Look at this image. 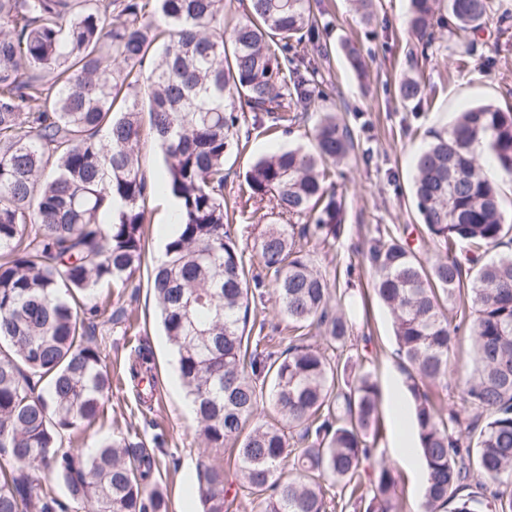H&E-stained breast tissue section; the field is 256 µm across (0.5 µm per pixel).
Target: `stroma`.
I'll return each instance as SVG.
<instances>
[{
    "label": "stroma",
    "instance_id": "stroma-1",
    "mask_svg": "<svg viewBox=\"0 0 512 512\" xmlns=\"http://www.w3.org/2000/svg\"><path fill=\"white\" fill-rule=\"evenodd\" d=\"M409 0H373L375 16L364 22L357 0H317V12L328 29L322 46L303 45L301 55L323 78L328 97L323 111L338 113L351 127L357 148L351 158L335 165V181L344 203L343 222L349 233L334 245L310 243L313 263L326 274L331 307H339L342 293L354 300V333L334 355L352 358L369 370L381 403L390 397L408 400L406 374L395 355L393 321L389 309L373 295L364 255L377 228L395 231L422 224L411 195L415 157L430 141L432 132L448 128L456 114L479 104L512 105V0H493L492 19L473 50H466L447 30H438L427 55L410 56L405 18ZM357 48L362 65L353 69L345 58V45ZM421 75L425 94L421 101L406 102L398 94L405 74ZM242 127L251 131L246 148L238 156L224 185V198L234 202L243 173L251 160L277 149L313 145V123L305 121L287 133L274 134L255 127L252 112H244ZM170 195L158 192L148 203L146 266L161 257L167 236ZM261 219L252 211H235L227 229L246 266L259 274L253 256V238ZM355 265V279L346 276ZM124 305L131 323L109 324L97 330L93 343L99 348L112 378V400L97 424L69 435L70 441L91 447L101 439L119 437L154 453L162 464L164 489L171 512H200L197 471L200 464L223 467L234 477L229 451L201 447L197 424L187 407L188 398L178 380L175 357L163 336L154 297L146 277L128 289ZM461 327L459 344L452 356L450 381L432 385V392L460 411L463 380L471 362L467 332L470 309L454 305L448 311ZM147 347L153 354L159 390L150 405H143L130 378V358L135 349ZM396 435L388 411L380 413L377 455L397 475L398 512H418L423 474L419 456L399 457Z\"/></svg>",
    "mask_w": 512,
    "mask_h": 512
}]
</instances>
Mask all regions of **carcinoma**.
<instances>
[{
    "instance_id": "cac0c4a2",
    "label": "carcinoma",
    "mask_w": 512,
    "mask_h": 512,
    "mask_svg": "<svg viewBox=\"0 0 512 512\" xmlns=\"http://www.w3.org/2000/svg\"><path fill=\"white\" fill-rule=\"evenodd\" d=\"M491 7L410 0L406 28L423 52L444 27L472 49ZM324 31L312 0H248L232 25L224 0H0V512H69L46 472L87 512H170L146 448L62 446L67 431L104 413L112 380L84 336L125 318L159 189L178 203L177 230L150 288L201 443L237 452L234 481L199 465L201 512H229L240 496L255 512H331L324 481L359 496L362 512H394L396 475L374 459L377 384L305 343L308 328L339 345L353 335L349 315L329 310L308 249L345 233L328 164L355 149L348 126L326 116L314 150L269 153L245 173L242 207L272 204L254 251L294 333L284 353L246 333L264 281L249 285L224 230L226 164L244 148L237 106L268 132L306 120L327 92L301 74L299 48ZM398 93L421 98L420 81L405 78ZM146 135L163 156L160 184L140 163ZM479 139L512 178L511 108L458 113L416 158L422 230L445 257L427 266L406 237L381 230L366 255L407 374L425 472L419 512H512V251L492 254L512 243V224L473 153ZM461 299L472 343L463 396L473 416L464 418L427 390L450 377L460 326L442 302ZM266 380L276 422L248 431ZM475 473L483 481L473 491Z\"/></svg>"
}]
</instances>
